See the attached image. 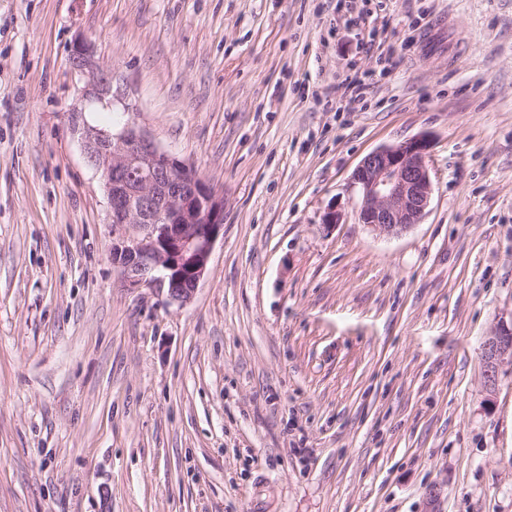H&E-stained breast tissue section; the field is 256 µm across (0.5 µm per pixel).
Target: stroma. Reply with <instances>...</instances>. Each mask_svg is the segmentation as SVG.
Wrapping results in <instances>:
<instances>
[{
  "instance_id": "35a3bbf8",
  "label": "stroma",
  "mask_w": 512,
  "mask_h": 512,
  "mask_svg": "<svg viewBox=\"0 0 512 512\" xmlns=\"http://www.w3.org/2000/svg\"><path fill=\"white\" fill-rule=\"evenodd\" d=\"M75 107L223 189L190 302L113 265ZM421 134L375 236L351 176ZM509 316L512 0H0V512H512ZM70 64L84 78L82 97L88 103L112 104V70L96 59L94 47L82 37H76L70 48ZM429 140L420 135L377 148L356 168L359 221L379 236H398L420 224L430 205ZM484 383L495 390L499 383V368L509 357L512 361V316L510 321L500 320L497 327L487 336L481 346Z\"/></svg>"
}]
</instances>
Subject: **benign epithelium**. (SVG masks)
Listing matches in <instances>:
<instances>
[{"label":"benign epithelium","instance_id":"7a95c632","mask_svg":"<svg viewBox=\"0 0 512 512\" xmlns=\"http://www.w3.org/2000/svg\"><path fill=\"white\" fill-rule=\"evenodd\" d=\"M70 64L84 78L82 97L112 104V70L96 59L81 37L70 48ZM88 164L102 173L115 227L133 235L112 240V264L132 287L167 285L170 301H189L204 277L214 242L224 228V193L186 162L161 148L136 125L106 130L90 124L82 108L68 112ZM429 140L420 135L377 148L356 168L359 221L379 236H398L420 223L430 205ZM487 388L499 383V368L512 359V320H501L481 346Z\"/></svg>","mask_w":512,"mask_h":512}]
</instances>
